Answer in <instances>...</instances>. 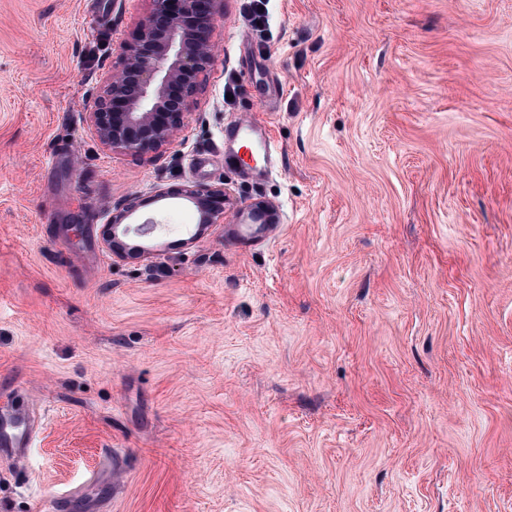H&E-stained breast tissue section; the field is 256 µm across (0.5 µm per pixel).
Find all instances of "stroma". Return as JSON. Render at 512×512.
<instances>
[{
    "mask_svg": "<svg viewBox=\"0 0 512 512\" xmlns=\"http://www.w3.org/2000/svg\"><path fill=\"white\" fill-rule=\"evenodd\" d=\"M246 6L176 141L124 154L85 114L148 0H0V390L44 420L0 512H512V0ZM249 121L266 178L224 155ZM184 185L233 215L158 200L113 256L104 205ZM262 148L265 165L259 171L271 169L275 154L279 153L271 129L259 122H249L237 125L230 133H224V150L228 149L234 161L241 159L243 149ZM170 195L181 196L195 203L203 213L200 222L202 224H220L224 221V214L226 217L224 203H227V197L224 194V188L185 185L178 191L160 190L156 193L155 197L162 198Z\"/></svg>",
    "mask_w": 512,
    "mask_h": 512,
    "instance_id": "obj_1",
    "label": "stroma"
}]
</instances>
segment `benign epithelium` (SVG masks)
Returning a JSON list of instances; mask_svg holds the SVG:
<instances>
[{
    "instance_id": "benign-epithelium-1",
    "label": "benign epithelium",
    "mask_w": 512,
    "mask_h": 512,
    "mask_svg": "<svg viewBox=\"0 0 512 512\" xmlns=\"http://www.w3.org/2000/svg\"><path fill=\"white\" fill-rule=\"evenodd\" d=\"M132 41L122 46L120 67L110 74L104 95L86 113L99 141L114 152L144 153L171 144L179 134L185 102L200 88L199 77L210 67L215 47L209 31L221 0H150ZM181 196L195 203L203 224L224 221V188L186 185L160 190L156 197ZM107 239L113 254L128 255L117 235L133 230L145 236L155 227L147 219L135 228L125 225L132 208L104 206Z\"/></svg>"
}]
</instances>
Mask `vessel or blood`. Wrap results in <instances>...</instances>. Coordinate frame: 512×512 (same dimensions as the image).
Here are the masks:
<instances>
[{"label":"vessel or blood","instance_id":"obj_1","mask_svg":"<svg viewBox=\"0 0 512 512\" xmlns=\"http://www.w3.org/2000/svg\"><path fill=\"white\" fill-rule=\"evenodd\" d=\"M224 147L233 160L241 152L262 148L265 160H273L278 152L271 129L259 122L237 125L224 136ZM6 404L0 405V458L21 461L28 457L40 434V423L28 401L18 400L15 392H7Z\"/></svg>","mask_w":512,"mask_h":512}]
</instances>
